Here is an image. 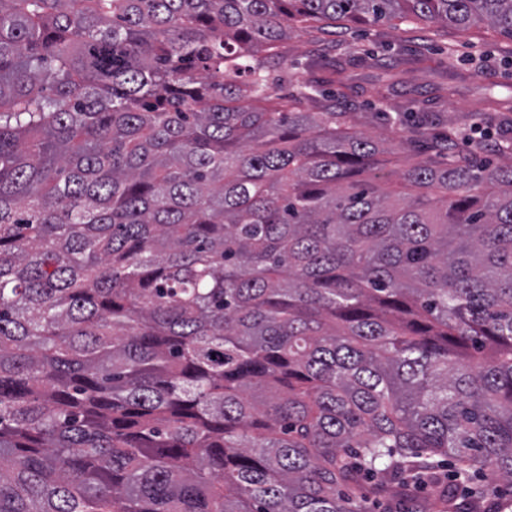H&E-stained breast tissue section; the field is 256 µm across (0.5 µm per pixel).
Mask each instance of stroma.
I'll use <instances>...</instances> for the list:
<instances>
[{
    "instance_id": "obj_1",
    "label": "stroma",
    "mask_w": 512,
    "mask_h": 512,
    "mask_svg": "<svg viewBox=\"0 0 512 512\" xmlns=\"http://www.w3.org/2000/svg\"><path fill=\"white\" fill-rule=\"evenodd\" d=\"M386 41L424 54L415 70L401 74L394 82V101L402 104L430 96L437 83L448 81L455 93L444 105V112L451 119L460 115L483 117V126L491 134L488 157H498L499 145L512 143V130L489 118L490 113L497 111L499 102L512 97V39L484 24L466 30L452 28L437 36L433 35L431 26L422 21L410 26L346 25L296 31L284 44L288 63L283 66L284 78L272 95L276 98L296 96L308 55L325 54L344 62L346 81L357 87L355 96L339 99V108L366 113L367 118L360 121L359 130L384 133L396 123L397 117L382 114L381 103L370 93L376 72L364 66L361 56L363 50L378 48Z\"/></svg>"
}]
</instances>
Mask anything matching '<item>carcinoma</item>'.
<instances>
[{
  "mask_svg": "<svg viewBox=\"0 0 512 512\" xmlns=\"http://www.w3.org/2000/svg\"><path fill=\"white\" fill-rule=\"evenodd\" d=\"M486 23L512 0H0V512H490L512 486V156L355 130L318 22ZM403 71L418 58L398 51ZM429 157L391 199L355 176ZM379 159L378 172L382 176L380 182L383 187L389 189L393 195L407 196V194L415 193L413 189L405 185L401 179V173L412 163L420 160L421 157L412 156L401 149L389 147L388 151L382 154Z\"/></svg>",
  "mask_w": 512,
  "mask_h": 512,
  "instance_id": "1",
  "label": "carcinoma"
}]
</instances>
